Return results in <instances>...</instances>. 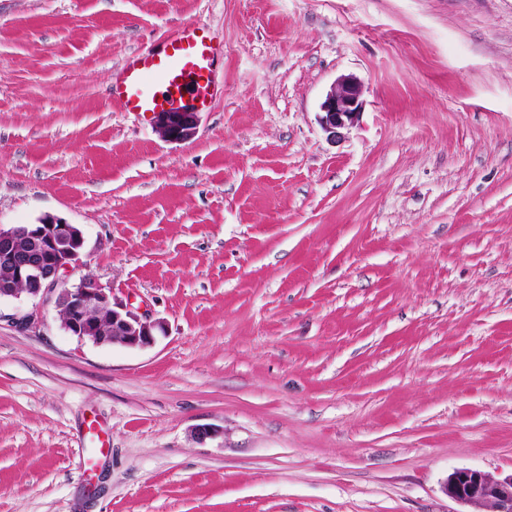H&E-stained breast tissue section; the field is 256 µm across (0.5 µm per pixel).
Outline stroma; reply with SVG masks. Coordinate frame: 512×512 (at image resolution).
<instances>
[{
  "label": "stroma",
  "mask_w": 512,
  "mask_h": 512,
  "mask_svg": "<svg viewBox=\"0 0 512 512\" xmlns=\"http://www.w3.org/2000/svg\"><path fill=\"white\" fill-rule=\"evenodd\" d=\"M181 23L224 93L172 143L109 93ZM46 214L167 333L0 302V512H467L451 472L512 475V0H0V225ZM363 87L356 77L338 78L322 100L318 122L331 141L344 137V130L352 127L363 111Z\"/></svg>",
  "instance_id": "obj_1"
}]
</instances>
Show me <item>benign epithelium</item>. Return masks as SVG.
Returning <instances> with one entry per match:
<instances>
[{
	"mask_svg": "<svg viewBox=\"0 0 512 512\" xmlns=\"http://www.w3.org/2000/svg\"><path fill=\"white\" fill-rule=\"evenodd\" d=\"M363 87L357 78H338L322 100L318 122L334 142L344 137L363 111ZM160 135L170 142L193 137L197 113L184 108L154 113ZM86 240L82 229L54 216L45 215L35 224L0 226V267L12 274L0 294L19 298L14 283L30 285L26 297L33 302L22 318L26 328L43 322L50 307L66 308L65 327L71 335L102 345L100 326L92 314L106 312L112 322V342L132 348L152 346L166 334V323L147 312L138 313L117 299L110 286L93 276L68 282L67 273L82 263ZM447 495L463 504L483 506L488 512H512V476L494 479L473 469H457L448 475Z\"/></svg>",
	"mask_w": 512,
	"mask_h": 512,
	"instance_id": "7a95c632",
	"label": "benign epithelium"
}]
</instances>
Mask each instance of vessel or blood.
Masks as SVG:
<instances>
[{
  "mask_svg": "<svg viewBox=\"0 0 512 512\" xmlns=\"http://www.w3.org/2000/svg\"><path fill=\"white\" fill-rule=\"evenodd\" d=\"M217 58V49L200 27L182 25L170 31L158 48L126 59L112 97L123 111L142 115L174 110L189 102L208 104L217 94ZM150 74L158 82L154 91L146 93L141 86Z\"/></svg>",
  "mask_w": 512,
  "mask_h": 512,
  "instance_id": "1",
  "label": "vessel or blood"
}]
</instances>
